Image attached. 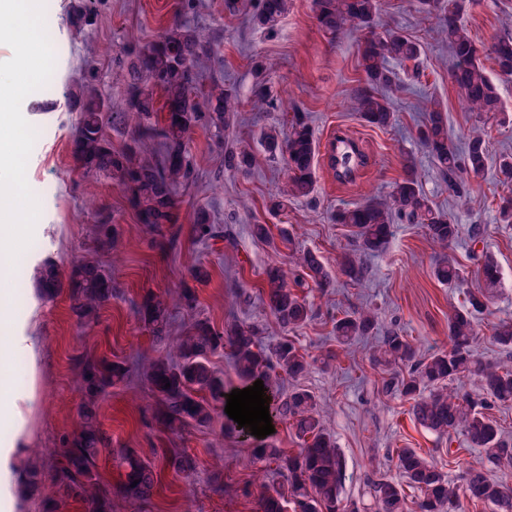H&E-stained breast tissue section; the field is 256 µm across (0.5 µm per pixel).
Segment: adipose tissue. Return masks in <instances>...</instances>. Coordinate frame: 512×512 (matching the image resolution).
Listing matches in <instances>:
<instances>
[{
    "label": "adipose tissue",
    "mask_w": 512,
    "mask_h": 512,
    "mask_svg": "<svg viewBox=\"0 0 512 512\" xmlns=\"http://www.w3.org/2000/svg\"><path fill=\"white\" fill-rule=\"evenodd\" d=\"M18 19L19 27L7 30L0 26V37H12L22 46L37 39L32 23L37 12L33 0H0V18ZM12 295L9 282L0 279V328L8 334L7 343L0 345V422H9L15 435L11 442L0 443V512H27L26 476L18 464V453L29 440L28 419L32 415L37 395L34 388H17L7 370L11 358L27 359L30 367H38L43 347L40 311L30 308L23 319L17 320L1 309Z\"/></svg>",
    "instance_id": "adipose-tissue-1"
}]
</instances>
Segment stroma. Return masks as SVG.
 I'll use <instances>...</instances> for the list:
<instances>
[{"label":"stroma","mask_w":512,"mask_h":512,"mask_svg":"<svg viewBox=\"0 0 512 512\" xmlns=\"http://www.w3.org/2000/svg\"><path fill=\"white\" fill-rule=\"evenodd\" d=\"M40 3L44 46L31 58L27 78L12 103L24 132L23 154L19 164L0 169V180L33 199L36 207L18 210L0 203V225L28 227L26 244L6 272L10 282H25L30 271L50 260L66 279L75 264L96 259L110 273L114 295L101 309L98 324L88 328L73 315L68 288L39 300L45 336L42 365L34 373L28 363L9 364L15 384H35L37 392L28 423L30 440L21 457L41 470L42 482L29 496L28 512H42L43 501L53 497L61 450L79 431L83 392L77 361L82 357H105L129 370L128 377L99 400V421L114 450L100 462L101 485L118 488L121 470L115 452L122 448L134 449L163 475L149 503L137 506L115 496L113 512H261L265 485L287 484L288 477L274 467L253 463L250 447L227 431L224 411H217L208 427L179 434L155 419L156 397L145 373L168 349L153 342L138 308L146 295L163 296L174 337L197 317L219 328L233 321L254 324L261 340L270 341L284 331L264 302L265 272L276 267L294 277L293 256L302 250L320 257L333 285L305 291L312 317L293 339L306 354L309 370L296 379L278 370L267 382L284 392L298 386L315 395L345 462L343 497L356 502L360 512H372V480L401 477L395 460L399 448L416 449L449 480L462 484L466 468L480 460L478 450L467 447L462 436L446 438L419 425L410 400L398 390L385 389L382 371L369 359L371 346L393 331L406 336L417 355L447 349L448 316L477 287V262L486 258L496 265L501 284L488 306L475 315V349L482 360L512 363V350H504L491 336L499 319L512 317V224L501 223L499 216L503 199L512 197V184H502L490 171L471 181L466 197L457 198L418 140L420 125L436 106L456 147L464 146L476 123L448 78L452 55L438 33L437 14L423 12L418 0H383L379 30L416 41L421 56L417 69H399L397 85L388 92L394 124L377 128L349 109L350 98L364 79L359 66L361 39L336 38L321 28L316 0H290L271 31L249 21L258 0H247L234 13L225 9L224 0H91L90 20L79 29L71 24L73 0ZM176 19L204 30L214 47L213 55L193 70L196 101L205 102L214 86L231 85L238 89L242 104L235 126L223 134L202 124L190 130L194 178L176 191L173 226L154 232L140 223L126 189L84 173L76 162L72 141L78 114L70 97L90 81L113 111L125 113V122L106 128L113 149L123 150L137 122L128 105L129 64ZM464 20L475 43L488 44L493 37L512 34V0H471ZM257 60L272 65L265 78L277 94L275 104L256 102L251 95ZM297 112L305 115L320 146H327L338 131L358 139L368 164L355 181L341 183L326 160H319L313 195L289 200L283 210L273 212L267 202L283 190L286 164L283 158L268 156L258 139L261 130L271 126L287 130ZM225 139L251 150L248 171L225 169ZM410 163L428 199L459 224V238L443 253L433 247L424 225L397 221L385 248L363 255L361 281L351 282L341 273L339 260L356 243L348 228L336 224L335 214L387 196ZM200 207L223 225V239L196 236L193 220ZM107 218L114 235L108 252L100 249L94 234L96 224ZM255 224L267 225L273 242L253 237ZM476 230L482 241L474 245L470 237ZM444 257L468 271L464 283L449 286L436 280L434 268ZM197 265L207 268V281L193 282L190 271ZM189 285L197 295L191 310L178 301L181 288ZM366 306L377 313L375 335L348 348L338 346L333 336L336 318ZM170 448L196 458L193 476L166 468L164 456Z\"/></svg>","instance_id":"obj_1"}]
</instances>
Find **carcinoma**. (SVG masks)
<instances>
[{
  "instance_id": "carcinoma-1",
  "label": "carcinoma",
  "mask_w": 512,
  "mask_h": 512,
  "mask_svg": "<svg viewBox=\"0 0 512 512\" xmlns=\"http://www.w3.org/2000/svg\"><path fill=\"white\" fill-rule=\"evenodd\" d=\"M439 12L441 33L448 40L454 63L450 81L462 95V104L481 118L500 112L496 88L481 62V54L491 56L499 72L512 78V36L496 37L478 48L463 20L466 0H419ZM317 20L334 35L364 34L360 66L364 84L350 98L351 111L369 125L388 126L393 111L388 98L378 92L395 84V65L418 60L420 46L400 34L376 33L381 0H317ZM288 10V0H259L252 14L253 24L273 30ZM209 37L203 30L180 20L173 21L160 40L136 55L131 62V106L142 121L132 134L134 145L122 151L112 149L106 134L110 117L106 104L94 92L80 90L72 96L79 108V119L73 139V154L86 174L102 175L127 189L140 223L161 226L173 221L177 207L176 189L193 178V164L188 150V133L202 122L218 130L230 126L241 102L235 89L226 87L208 95L206 111L200 112L191 97L192 70L202 58L211 54ZM151 85L163 97L162 122H152L157 113ZM157 137L163 145L162 159L144 154L143 137ZM260 145L271 155L286 161V189L270 198L272 210H281L288 199L311 194L315 187V159L318 153L312 130L299 114H294L288 135L270 127L261 131ZM422 146L435 160L448 181V191L456 197L467 195L469 178L488 169L489 158L480 134L469 139L465 154H459L448 143V127L440 108L428 113L420 131ZM329 168L336 180L351 182L366 167L368 157L358 143L344 135H336L327 151ZM252 154L245 148L224 145V168L243 171L251 166ZM423 224L432 242L444 249L459 236V226L450 216L429 205L413 167L395 184L389 198L369 200L340 211L336 223L353 228L363 253L381 251L391 235L395 216ZM195 232L202 239L224 236V228L212 223L209 213L200 208L194 216ZM302 274L293 282L286 281L280 270L266 273L267 305L287 330L303 327L311 318L304 296L309 284L327 288L331 276L319 256L311 250L295 257ZM343 273L353 282L361 280L363 268L356 255L341 258ZM40 287L44 296L54 297L62 288L61 275L53 263L40 267ZM434 276L443 283L455 284L465 279V271L449 262H440ZM479 287L468 296L470 308L456 310L448 316L449 348L418 359L410 342L394 332L384 338L372 352L373 363L387 372L399 365H410L408 376L399 383L400 392L412 400L415 420L437 435L460 433L471 448L483 456L482 463L468 469L465 495L472 501L484 502L493 512H512V486L494 481L489 469L512 467V445L503 438L498 422L488 410L496 404L512 403V365L483 363L474 354L477 328L473 313L484 307L499 286L498 271L485 260L476 271ZM71 310L79 323L90 327L98 319L101 308L112 299V277L95 261L77 264L70 277ZM141 319L149 327L153 341L169 346L174 358L162 357L152 362L148 380L158 399L156 419L172 433L208 426L217 410L227 401L224 376L209 364L208 356L228 349L245 386L265 379L266 370L276 367L296 378L309 368V361L296 343L286 337L259 340L256 327L231 324L220 330L206 319H194L185 334L176 340L168 336V305L159 296L146 299L140 310ZM377 326L376 313L364 307L336 319L333 333L340 345L372 335ZM498 344L512 349V319H501L493 327ZM84 399L80 411V430L67 444L63 463L54 475L58 493L63 499L81 501L87 512H112V491L100 487L98 461L108 452L104 432L97 420L98 400L106 388L124 380L125 368L108 359H87L79 365ZM473 377L482 393L478 397L460 394L448 388V381ZM170 387H165V382ZM269 414L287 422L299 441L295 451L260 442L252 448V458L259 463L275 465L288 473V485H269L261 500V512H286V504L294 512H359L354 502L341 497L344 461L331 435L324 428L316 410V398L308 390L294 388L283 395L264 389ZM396 466L402 480L379 477L371 482L374 512H406L407 493L411 490L418 512H459V488L431 460L413 448L395 452ZM125 468L117 494L131 503H145L157 491L160 471L145 462L133 450L118 453ZM169 468L190 477L197 469L196 460L174 448L166 459Z\"/></svg>"
}]
</instances>
